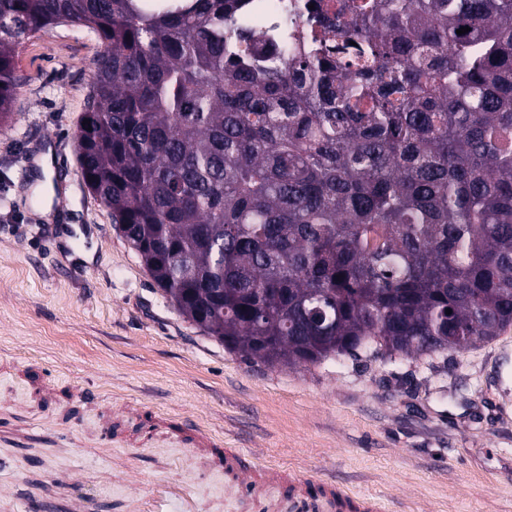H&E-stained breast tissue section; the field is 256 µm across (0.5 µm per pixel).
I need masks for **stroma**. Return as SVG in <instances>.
I'll return each instance as SVG.
<instances>
[{
	"instance_id": "obj_1",
	"label": "stroma",
	"mask_w": 512,
	"mask_h": 512,
	"mask_svg": "<svg viewBox=\"0 0 512 512\" xmlns=\"http://www.w3.org/2000/svg\"><path fill=\"white\" fill-rule=\"evenodd\" d=\"M98 49L70 22L25 42L0 125V512L63 491L81 512H137L160 479L198 512H258L201 449L140 446L144 410L385 512H512V328L463 351L290 368L226 350L163 297L82 180L75 132Z\"/></svg>"
}]
</instances>
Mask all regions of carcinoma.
I'll return each mask as SVG.
<instances>
[{
  "instance_id": "obj_1",
  "label": "carcinoma",
  "mask_w": 512,
  "mask_h": 512,
  "mask_svg": "<svg viewBox=\"0 0 512 512\" xmlns=\"http://www.w3.org/2000/svg\"><path fill=\"white\" fill-rule=\"evenodd\" d=\"M62 22L100 45L82 179L225 349L293 367L512 327V0H316L289 57L249 0H0V123L19 47Z\"/></svg>"
}]
</instances>
